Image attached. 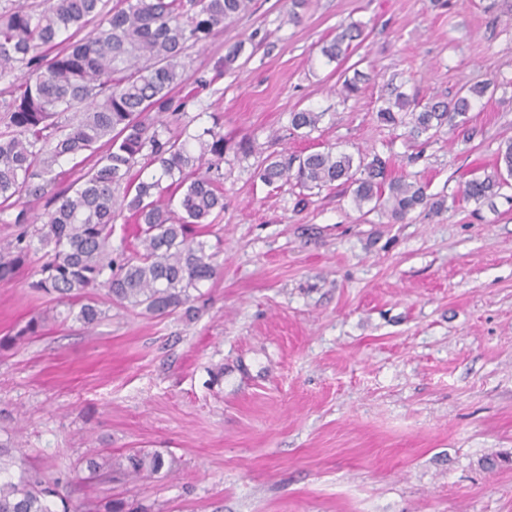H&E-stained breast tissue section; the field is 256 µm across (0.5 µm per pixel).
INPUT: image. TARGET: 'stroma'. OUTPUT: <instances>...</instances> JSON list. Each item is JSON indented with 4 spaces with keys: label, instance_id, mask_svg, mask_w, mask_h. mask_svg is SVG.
<instances>
[{
    "label": "stroma",
    "instance_id": "stroma-1",
    "mask_svg": "<svg viewBox=\"0 0 512 512\" xmlns=\"http://www.w3.org/2000/svg\"><path fill=\"white\" fill-rule=\"evenodd\" d=\"M511 16L512 0H309L292 21L281 0H254L190 48L170 129L223 115L224 211L203 236L221 273L195 318L115 305L93 329L48 318L18 343L51 306L20 270L0 285V437L19 434L50 475L159 451L173 474L93 491L153 512H512V184L461 195L512 141ZM344 22L363 41L325 63ZM357 72L365 89L345 97ZM489 79L474 136L411 141L377 117L392 87L423 103ZM308 108L323 121L293 130ZM327 147L381 156L443 209L397 222L337 186L257 176L268 155Z\"/></svg>",
    "mask_w": 512,
    "mask_h": 512
}]
</instances>
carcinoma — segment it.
<instances>
[{"instance_id":"carcinoma-1","label":"carcinoma","mask_w":512,"mask_h":512,"mask_svg":"<svg viewBox=\"0 0 512 512\" xmlns=\"http://www.w3.org/2000/svg\"><path fill=\"white\" fill-rule=\"evenodd\" d=\"M252 0H18L0 6V223L14 233L0 244V284L42 249L48 259L31 287L67 306L66 318L88 328L103 304L131 306L153 317L194 311L192 291L218 274L214 255L193 226L224 211L220 117L197 135L172 134L164 115H177L173 91L186 81L187 50L250 10ZM362 30L342 24L321 48L329 63L345 58ZM490 85L473 86L420 110L405 94L384 98L380 121L417 140L468 123ZM324 113H291L294 130H314ZM169 136H164V133ZM79 176L65 182L60 161ZM156 166L135 180L141 161ZM267 185L294 179L304 188L339 181L358 208L385 209L395 221L419 206L444 201L426 186L389 177L385 161L331 148L267 159L258 171ZM168 182L162 186V182ZM506 184L502 173L472 179L466 200H486ZM45 201L44 211L35 204ZM177 201V208L171 207ZM136 224L137 246L112 253V224L123 213ZM174 461L133 450L86 460L71 482L83 487L116 476L144 481L170 473ZM17 469L12 474L11 469ZM60 478L27 463L18 436L0 441V512H99L59 492Z\"/></svg>"}]
</instances>
